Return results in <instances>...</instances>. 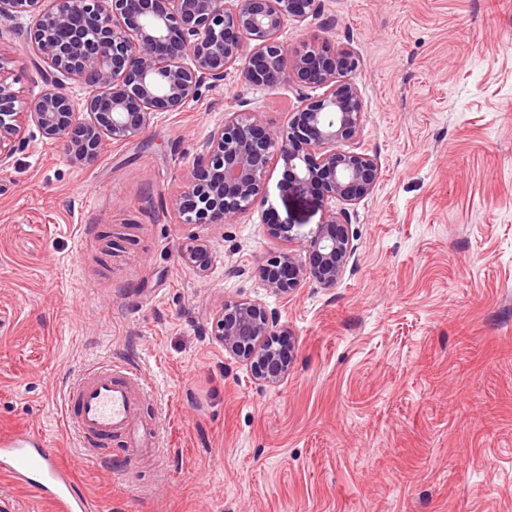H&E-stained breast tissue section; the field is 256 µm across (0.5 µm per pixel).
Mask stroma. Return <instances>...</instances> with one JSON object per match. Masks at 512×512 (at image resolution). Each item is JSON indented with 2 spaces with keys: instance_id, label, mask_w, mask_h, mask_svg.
<instances>
[{
  "instance_id": "stroma-1",
  "label": "stroma",
  "mask_w": 512,
  "mask_h": 512,
  "mask_svg": "<svg viewBox=\"0 0 512 512\" xmlns=\"http://www.w3.org/2000/svg\"><path fill=\"white\" fill-rule=\"evenodd\" d=\"M33 22L0 20V75L19 105L47 90ZM288 48L356 52L360 152L374 191L351 206L358 250L335 286L270 294L259 267L293 248L270 224L322 223L318 187L268 178L237 223H179L225 111L287 126L296 92L233 65L182 111L84 164L23 122L0 169V435L58 448L100 512H512V0H322L285 23ZM207 272L184 263L189 238ZM256 299L294 346L262 386L212 335L224 301ZM139 369L158 430L128 468L62 433L68 384L107 360Z\"/></svg>"
}]
</instances>
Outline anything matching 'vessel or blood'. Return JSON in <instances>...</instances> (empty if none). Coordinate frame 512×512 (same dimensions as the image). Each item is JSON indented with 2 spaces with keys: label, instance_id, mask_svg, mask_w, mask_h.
I'll list each match as a JSON object with an SVG mask.
<instances>
[{
  "label": "vessel or blood",
  "instance_id": "b4317fda",
  "mask_svg": "<svg viewBox=\"0 0 512 512\" xmlns=\"http://www.w3.org/2000/svg\"><path fill=\"white\" fill-rule=\"evenodd\" d=\"M143 379L127 363L108 361L88 369L68 386L62 419L81 447L91 449L121 438L125 459L136 462L156 446V430L142 415ZM0 474L33 488L53 512H97L74 477L57 460L54 448L39 433L18 431L0 436Z\"/></svg>",
  "mask_w": 512,
  "mask_h": 512
}]
</instances>
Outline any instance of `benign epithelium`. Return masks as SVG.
<instances>
[{"label": "benign epithelium", "instance_id": "obj_1", "mask_svg": "<svg viewBox=\"0 0 512 512\" xmlns=\"http://www.w3.org/2000/svg\"><path fill=\"white\" fill-rule=\"evenodd\" d=\"M0 0V18L33 16L26 33L31 52L47 65L51 87L16 109V95L0 77V167L23 147L21 120L50 141L66 146L71 162L83 164L107 145L137 136L158 112H178L206 84L224 80L245 60L246 85L296 86L298 106L286 128L263 124L258 113H224L204 144L186 189L171 202L183 224H235L261 205L270 167L288 169V183L303 189L319 183L344 207L300 235L299 249L267 260L266 288L286 298L306 281L333 286L356 253L349 206L371 193L378 166L349 148L365 114L360 93L347 75L357 67L348 48L305 45L288 50L280 40L285 21L319 11L320 0ZM90 87L82 119L67 82ZM323 88L312 97L307 90ZM182 260L208 269V253L192 243ZM278 319L258 301L224 302L216 310L213 336L224 352L250 368L259 383L285 378L290 354L275 344Z\"/></svg>", "mask_w": 512, "mask_h": 512}]
</instances>
